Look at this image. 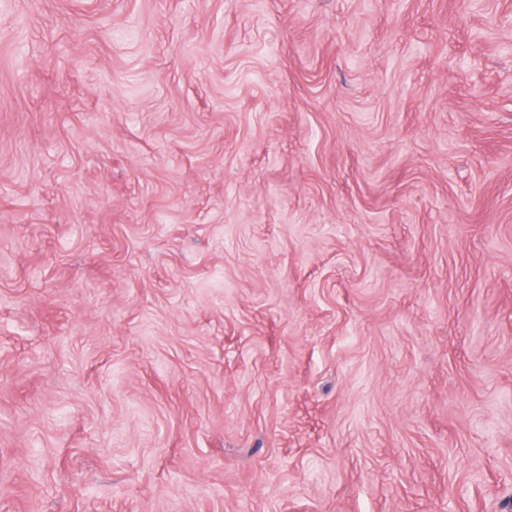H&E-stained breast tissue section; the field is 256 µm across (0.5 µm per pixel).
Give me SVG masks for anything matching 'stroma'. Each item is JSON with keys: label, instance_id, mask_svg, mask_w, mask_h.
I'll return each mask as SVG.
<instances>
[{"label": "stroma", "instance_id": "stroma-1", "mask_svg": "<svg viewBox=\"0 0 512 512\" xmlns=\"http://www.w3.org/2000/svg\"><path fill=\"white\" fill-rule=\"evenodd\" d=\"M0 512H512V0H0Z\"/></svg>", "mask_w": 512, "mask_h": 512}]
</instances>
